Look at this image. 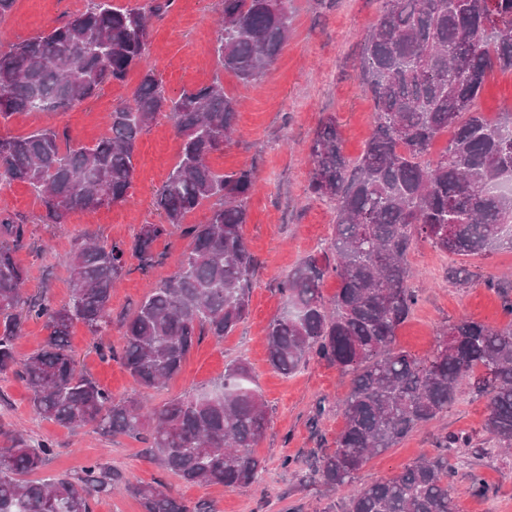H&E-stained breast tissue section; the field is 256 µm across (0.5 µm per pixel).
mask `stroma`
<instances>
[{
	"label": "stroma",
	"mask_w": 512,
	"mask_h": 512,
	"mask_svg": "<svg viewBox=\"0 0 512 512\" xmlns=\"http://www.w3.org/2000/svg\"><path fill=\"white\" fill-rule=\"evenodd\" d=\"M87 0H16L0 22V44H11L49 29L68 14L85 9ZM292 36L287 48L268 67L258 87L240 83L217 63L214 46L220 0H174L168 13L154 21L146 61L160 73L168 96L221 79L240 101L237 132L223 150L210 155L213 169L229 173L254 168L258 188L247 201L243 231L258 259L247 319L223 341L203 337L189 353L182 372L141 397L159 406L188 393L209 390L224 378L225 366L246 360L268 412L269 424L255 449L263 464L261 479L246 488L221 485L198 487L184 483L152 460L145 443L125 435H103L93 428L60 427L38 417L21 379L0 381V428L21 431L29 441L48 438L55 454L45 466L49 473L78 475L90 461L110 469L119 484L168 485L178 497L206 501L215 512H341L347 490L332 491L313 477L318 458L336 446L343 426L342 403L349 377L335 366L314 359L296 375L284 377L267 360L265 330L279 315L286 299L280 283L310 255L330 256L335 206L308 189L307 147L324 115L336 118L344 150L358 157L374 129L372 103L358 85L361 43L377 21L379 0H291ZM140 80L132 69L125 82L105 85L95 98L60 112H30L0 125V135H19L54 125L68 131L77 145L90 146L109 132L108 114L130 100ZM494 119L512 109V73L493 71L478 101ZM180 141L171 120L158 115L140 137L135 175L126 202L91 212H74L64 224H43L33 190L24 183L0 184V211L26 216L29 245L16 255L28 272L27 290L48 293L55 304L69 298L65 258L74 238L87 234L104 241L132 244L141 225L158 222L154 194L178 160ZM187 240L181 233L160 239L158 263L142 269L128 257V274L112 293L113 314L133 311L150 288L172 275ZM454 256L421 241L410 251L415 271L411 281L419 294L410 318L397 331L395 345L417 357L435 349L440 326L471 319L496 327L507 323L505 294L488 287V280L512 273V252L500 250L466 258L474 275L469 288H457L446 278ZM100 339L80 323L70 332V345L79 369L113 397L132 394L134 383L117 362L102 361ZM486 400L470 387H461L455 402L438 420L417 429L395 447L373 457L354 487L391 477L419 456H447L452 467L448 492L457 512H512V451L497 447L484 430ZM469 436L467 448H443L444 436ZM479 470L488 490H467L471 470Z\"/></svg>",
	"instance_id": "obj_1"
}]
</instances>
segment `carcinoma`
Returning a JSON list of instances; mask_svg holds the SVG:
<instances>
[{"mask_svg": "<svg viewBox=\"0 0 512 512\" xmlns=\"http://www.w3.org/2000/svg\"><path fill=\"white\" fill-rule=\"evenodd\" d=\"M382 0L364 37L356 79L373 102L375 129L362 155L343 151L336 119L323 118L309 145L310 190L336 203L333 265L306 258L280 283L288 310L266 327L268 361L290 376L313 358L351 376L336 448L314 474L342 489L369 460L437 419L473 385L487 400L486 432L512 448V320L502 327L460 320L418 359L394 348L397 330L418 302L407 256L420 240L458 256L512 250V193L495 191L512 174V111L489 120L477 107L487 76L512 72V0ZM173 0L87 8L18 43L0 44V121L17 112H56L93 98L142 68L132 99L115 105L109 135L75 146L54 127L0 136V183L22 182L39 201L43 224H65L75 211L126 200L139 136L165 112L181 139L178 163L155 194L161 221L145 224L131 248L89 236L74 240L66 259L70 295L57 305L47 294L24 293L27 271L15 254L28 245L27 222L0 215V379L20 376L34 413L75 429L126 435L152 448L157 463L187 484L247 487L259 479L253 448L268 415L248 364L224 369L221 388L147 408L140 391L178 375L199 336L224 340L249 315L256 259L243 234L252 168L221 174L208 163L235 131L238 101L220 81L166 95L146 63L150 19ZM218 65L244 84L257 82L291 35L288 0H221ZM453 130L436 158L432 148ZM207 205L206 224H188ZM181 230L189 239L175 273L151 289L117 324L120 345H99L135 389L116 400L82 372L69 345L80 322L98 336L112 326V288L127 270L126 253L149 267L155 243ZM338 282L327 299L321 284ZM457 288L470 272L448 268ZM26 320L43 321L44 345L20 362L15 344ZM0 512H92L91 500L112 493V473L97 462L75 477L38 474L55 443L34 444L0 432ZM448 458H421L397 475L353 490L342 512H455L448 494ZM144 512H215L189 505L162 482L125 486Z\"/></svg>", "mask_w": 512, "mask_h": 512, "instance_id": "1", "label": "carcinoma"}]
</instances>
